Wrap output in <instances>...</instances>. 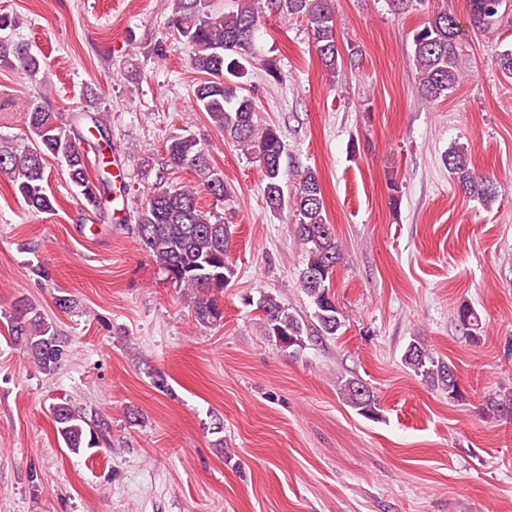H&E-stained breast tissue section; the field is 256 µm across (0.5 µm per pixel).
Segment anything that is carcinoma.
<instances>
[{"label": "carcinoma", "mask_w": 512, "mask_h": 512, "mask_svg": "<svg viewBox=\"0 0 512 512\" xmlns=\"http://www.w3.org/2000/svg\"><path fill=\"white\" fill-rule=\"evenodd\" d=\"M229 11L213 7V0H172L171 35L191 48V64L205 75L193 90L197 109L207 113L224 137L243 153L259 162L261 190L267 208L285 213L304 253L299 282L313 306V332L316 337L338 336L344 316L331 294L333 276L341 248L334 228L329 224L320 179L311 168L300 174L291 193L284 191L285 147L281 133L262 125L256 117V103L244 94L250 68L251 47L261 27L258 0H234ZM507 0H469V20L482 33L502 23ZM268 9L296 16L307 24L316 55L331 75H336L343 57L338 46L334 0H268ZM461 25L448 9L433 11L431 17L413 30L412 46L419 95L429 101L448 97L460 82L465 62L460 54ZM0 65L18 66L32 75L42 71L39 56L27 46L0 39ZM27 143L0 136V173L11 176L13 189L29 211L55 212L56 199L45 186V160L52 156L66 166L74 193L83 207L104 212L112 203V180L107 167L90 176L88 151L82 130L107 141L110 133L99 113L84 109L60 119L32 100L26 106ZM168 163L188 169L198 177L199 188L170 187L163 173L156 175L145 199L136 211L135 233L143 249L151 255L177 288L194 295V314L198 322L211 324L222 318L217 293L224 291L234 273L230 260L231 225L213 210L198 204L199 190H205L216 202L230 200L224 173L213 165L208 149L190 135H175L166 146ZM458 190L485 207L499 198L500 185L490 176L479 174L471 166L468 148L454 145L444 155ZM265 335L283 352L293 354L305 348L307 327L302 317L289 311L279 298L266 294L258 301ZM462 335L476 340L483 332L478 312L461 306L454 312ZM8 331L44 373H53L68 352L69 340L34 306H17ZM402 362L429 388L450 400L462 397L456 367L412 339ZM337 391L356 414L369 419L382 418L378 396L362 380L340 376ZM484 415L505 418L512 413V395L494 393L485 397ZM57 438L65 448L79 455L99 447L104 422L85 416L69 402L50 408Z\"/></svg>", "instance_id": "obj_1"}]
</instances>
